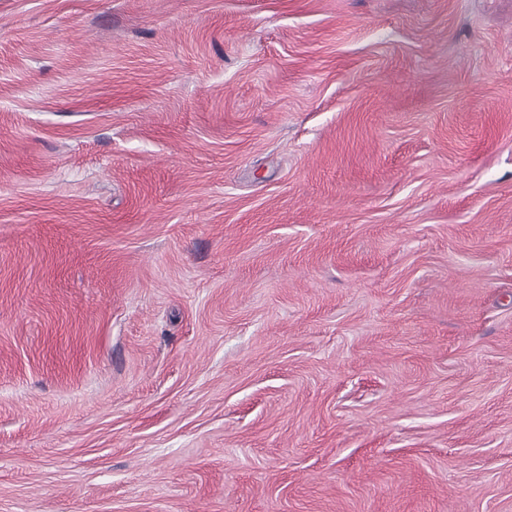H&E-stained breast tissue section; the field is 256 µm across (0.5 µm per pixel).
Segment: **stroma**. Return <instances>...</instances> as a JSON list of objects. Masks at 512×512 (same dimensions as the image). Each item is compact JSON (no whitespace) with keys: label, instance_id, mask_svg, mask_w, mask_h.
Instances as JSON below:
<instances>
[{"label":"stroma","instance_id":"obj_1","mask_svg":"<svg viewBox=\"0 0 512 512\" xmlns=\"http://www.w3.org/2000/svg\"><path fill=\"white\" fill-rule=\"evenodd\" d=\"M0 512H512V0H0Z\"/></svg>","mask_w":512,"mask_h":512}]
</instances>
